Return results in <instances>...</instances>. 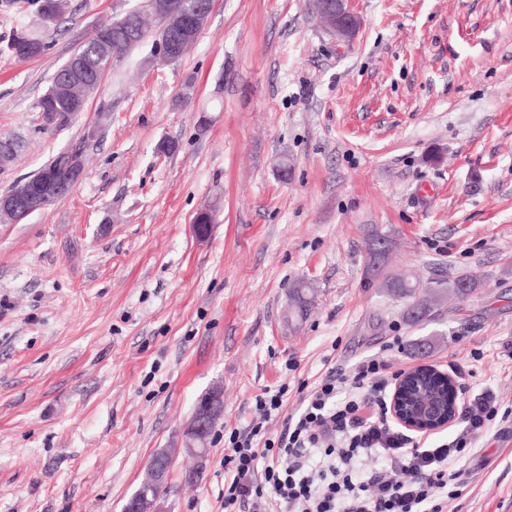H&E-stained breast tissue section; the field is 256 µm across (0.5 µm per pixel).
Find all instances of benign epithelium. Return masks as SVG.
I'll use <instances>...</instances> for the list:
<instances>
[{
    "label": "benign epithelium",
    "instance_id": "1",
    "mask_svg": "<svg viewBox=\"0 0 512 512\" xmlns=\"http://www.w3.org/2000/svg\"><path fill=\"white\" fill-rule=\"evenodd\" d=\"M159 15L164 20L167 37L159 41V59L172 63L179 59L178 50L186 41H195L203 30L211 13V6L196 2L178 5L176 0H155ZM317 12L324 16L333 36L338 41L351 40L360 28L359 18L350 10L347 0H313ZM68 174L59 176L46 170L35 180H22L14 188L0 193V215L18 222L47 208L50 201L67 195L84 176L85 168L79 160L69 158ZM422 373L436 375L450 387L447 408L435 409L418 416L408 407L409 386ZM458 385L455 377L447 371L430 364H422L400 373L389 397V413L394 423L405 430L427 436L447 428L457 412ZM223 407L222 392L215 388L210 397L196 412L192 433L200 445L191 447L198 457L204 454L206 422L218 414ZM169 458L158 453L147 469V478L164 482L168 479Z\"/></svg>",
    "mask_w": 512,
    "mask_h": 512
}]
</instances>
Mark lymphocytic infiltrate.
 Masks as SVG:
<instances>
[{"mask_svg":"<svg viewBox=\"0 0 512 512\" xmlns=\"http://www.w3.org/2000/svg\"><path fill=\"white\" fill-rule=\"evenodd\" d=\"M396 378L388 361L359 363L351 377L327 375L301 398L278 435L267 423L281 415L285 389L254 398L257 419L231 431L224 443V512H448L469 476L466 466L479 438L512 422L491 392L462 388V438L412 436L387 412ZM282 416V415H281ZM384 460L361 473V458ZM407 472L404 480L394 471Z\"/></svg>","mask_w":512,"mask_h":512,"instance_id":"obj_1","label":"lymphocytic infiltrate"}]
</instances>
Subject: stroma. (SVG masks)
<instances>
[{"label":"stroma","instance_id":"1","mask_svg":"<svg viewBox=\"0 0 512 512\" xmlns=\"http://www.w3.org/2000/svg\"><path fill=\"white\" fill-rule=\"evenodd\" d=\"M40 5L0 0V139L17 144L0 192L64 150L85 175L0 220V512H122L162 449L159 512H224V435L256 418L255 396L287 387L295 413L303 389L371 355L444 370L481 350L467 385L512 408V0H351L348 42L310 0H214L180 60L160 62L150 38L114 54L60 130L37 108L56 70L148 0H69L51 27ZM22 26L44 55L8 52ZM378 234L390 272L476 274L482 288L405 322L365 284ZM297 280L316 298L291 331ZM216 383L224 411L200 463L183 432ZM470 470L456 512H512V433L480 438Z\"/></svg>","mask_w":512,"mask_h":512}]
</instances>
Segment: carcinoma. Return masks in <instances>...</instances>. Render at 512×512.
I'll return each mask as SVG.
<instances>
[{
  "label": "carcinoma",
  "instance_id": "carcinoma-1",
  "mask_svg": "<svg viewBox=\"0 0 512 512\" xmlns=\"http://www.w3.org/2000/svg\"><path fill=\"white\" fill-rule=\"evenodd\" d=\"M67 5L65 0H42L41 16L54 17V24L63 21ZM133 26L139 39L125 41L115 51L120 52L141 43L148 35L144 26L140 11L127 13L120 20L99 27L101 31H111L125 26ZM97 37L90 36L80 47L92 71L95 82H100L106 71L112 64L108 58H100L96 54ZM46 43L34 35L27 28L15 31L8 44V51L20 60H28L39 57L46 51ZM69 64H64L53 75L51 87L38 102V109L42 112L45 128L57 130L67 126L73 118L74 111L69 106V99L57 94L59 90L60 76L66 74ZM387 241L383 237L375 238L369 249L366 267L368 284L379 289V292L396 302L403 304V316L413 324H419L431 315L434 308L444 304L445 300L453 296L461 301L478 293L482 287L481 278L474 274L461 275L448 279V286L438 291L431 288L418 275L409 272L405 274H390L386 271ZM316 291L310 283L296 281L288 289V299L283 311V322L290 330H296L306 319L308 312L315 300ZM418 386L412 392L414 400L420 404L430 401L439 395L443 389V382L433 375H422L417 380ZM167 486L153 484L147 481L141 482L137 489V495L150 500L161 499Z\"/></svg>",
  "mask_w": 512,
  "mask_h": 512
}]
</instances>
